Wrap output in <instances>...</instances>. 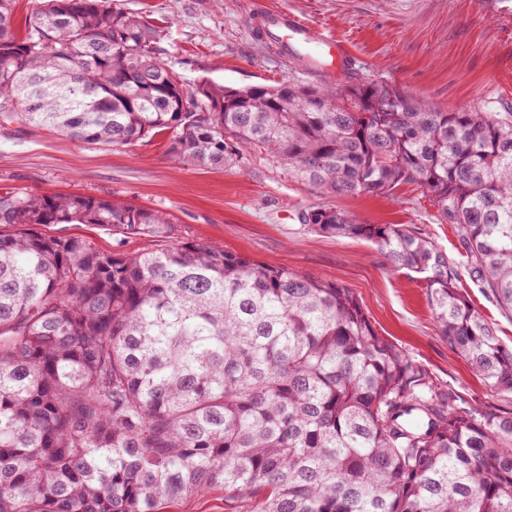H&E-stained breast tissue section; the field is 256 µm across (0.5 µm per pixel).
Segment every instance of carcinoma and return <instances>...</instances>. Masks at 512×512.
Returning a JSON list of instances; mask_svg holds the SVG:
<instances>
[{
  "label": "carcinoma",
  "instance_id": "carcinoma-1",
  "mask_svg": "<svg viewBox=\"0 0 512 512\" xmlns=\"http://www.w3.org/2000/svg\"><path fill=\"white\" fill-rule=\"evenodd\" d=\"M0 0V120L112 147L170 135L223 167L267 153L325 195L424 189L512 311V119L359 78L187 88L160 27L111 0ZM311 232L422 275L449 344L494 393L512 346L457 267L405 224L321 206ZM50 224L164 247L100 251ZM167 213L80 194H0V512H161L224 493L245 512H512V412L462 400L379 336L352 289L213 243Z\"/></svg>",
  "mask_w": 512,
  "mask_h": 512
}]
</instances>
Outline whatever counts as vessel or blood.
I'll use <instances>...</instances> for the list:
<instances>
[{
  "instance_id": "1",
  "label": "vessel or blood",
  "mask_w": 512,
  "mask_h": 512,
  "mask_svg": "<svg viewBox=\"0 0 512 512\" xmlns=\"http://www.w3.org/2000/svg\"><path fill=\"white\" fill-rule=\"evenodd\" d=\"M260 26L265 37L277 44L284 60H293L303 52L314 53L320 59L321 72L335 73L337 62L350 58L349 52L334 37L314 28L298 15L275 9L260 13Z\"/></svg>"
}]
</instances>
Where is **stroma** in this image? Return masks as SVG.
<instances>
[{"label":"stroma","instance_id":"obj_1","mask_svg":"<svg viewBox=\"0 0 512 512\" xmlns=\"http://www.w3.org/2000/svg\"><path fill=\"white\" fill-rule=\"evenodd\" d=\"M115 8L159 23V57L186 87L202 78L231 87L293 79L315 83L280 58L253 28L258 7L288 10L342 39L356 72L443 110L482 103L512 115V0H112ZM167 138L131 146L77 142L0 121V192L82 194L166 212L179 241L212 242L225 252L285 266L352 288L375 329L434 382L470 400L512 411V394L490 392L442 335L417 274L391 268L383 251L356 238L307 232L300 210L333 206L372 224H406L447 254L473 303L512 345V312L472 277L451 225L425 192L326 196L298 183L275 158L244 154L235 165L199 169L173 162ZM49 234L77 236L102 251L155 249L152 239L103 226L54 224Z\"/></svg>","mask_w":512,"mask_h":512}]
</instances>
